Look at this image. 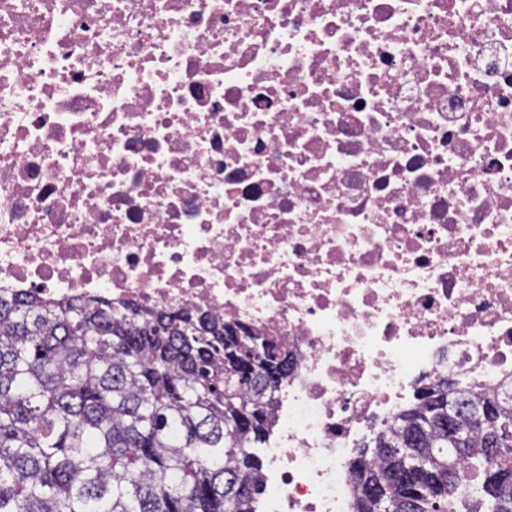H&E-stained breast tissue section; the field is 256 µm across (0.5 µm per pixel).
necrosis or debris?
I'll use <instances>...</instances> for the list:
<instances>
[{"label": "necrosis or debris", "instance_id": "necrosis-or-debris-1", "mask_svg": "<svg viewBox=\"0 0 512 512\" xmlns=\"http://www.w3.org/2000/svg\"><path fill=\"white\" fill-rule=\"evenodd\" d=\"M288 348L254 512H355L419 389L512 392V0H0V293Z\"/></svg>", "mask_w": 512, "mask_h": 512}]
</instances>
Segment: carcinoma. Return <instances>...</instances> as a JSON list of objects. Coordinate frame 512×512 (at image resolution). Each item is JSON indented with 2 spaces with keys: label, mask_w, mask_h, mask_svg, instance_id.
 <instances>
[{
  "label": "carcinoma",
  "mask_w": 512,
  "mask_h": 512,
  "mask_svg": "<svg viewBox=\"0 0 512 512\" xmlns=\"http://www.w3.org/2000/svg\"><path fill=\"white\" fill-rule=\"evenodd\" d=\"M186 311L145 315L89 297L0 294V512H254L269 408L282 379L239 387L211 340L224 323ZM485 404L449 438L448 400ZM241 408L262 412L235 424ZM498 439V451L487 442ZM376 453L352 461L363 500L390 512H444L461 458L482 472L487 512H512V410L448 385L427 388Z\"/></svg>",
  "instance_id": "cac0c4a2"
}]
</instances>
